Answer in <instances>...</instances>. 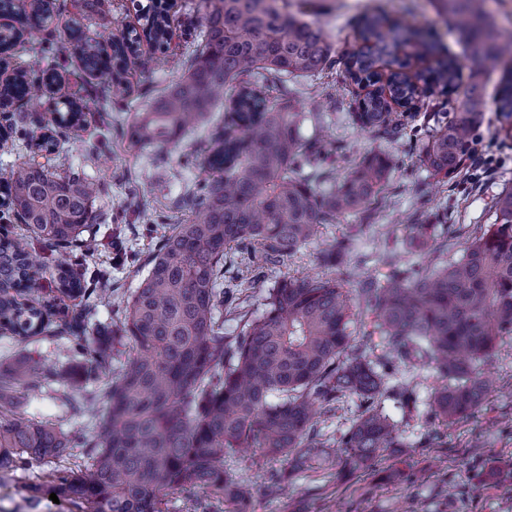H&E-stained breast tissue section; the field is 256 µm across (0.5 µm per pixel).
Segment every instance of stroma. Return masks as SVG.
<instances>
[{
    "label": "stroma",
    "instance_id": "obj_1",
    "mask_svg": "<svg viewBox=\"0 0 512 512\" xmlns=\"http://www.w3.org/2000/svg\"><path fill=\"white\" fill-rule=\"evenodd\" d=\"M171 39L164 52L170 59L168 68L145 71L129 66L124 78L133 94L127 110L115 113L89 112V127L102 121H130L142 109L136 92L147 89L161 93L182 73L180 61L186 46L198 35L204 22L201 10L192 8L191 0H172ZM309 20L321 25L335 50L356 39L358 20L365 9H381L388 14L419 26L435 29L443 47L462 59L465 69H472L452 23L436 0H296ZM85 37L109 46L126 31L140 27V15L134 0H114L112 15L107 19L85 18L81 21ZM500 71L490 72L485 95L478 107L475 130L484 138L487 151L498 157L499 166L488 177L471 169L449 181L432 176L419 161V148L405 141L386 140L361 131L352 125L346 104L362 97L359 85L346 79L343 67L331 73L296 78L290 85L289 103L307 113L302 132L305 137L327 138L342 144L343 159L337 160L331 178H342L350 167L372 153L385 151L395 160L376 202L374 225L364 228L357 238L358 253L379 252L386 231H393L394 252L402 262L420 270L431 269L439 260L458 259L468 236L494 221L493 201L503 189L512 186V135L500 128L495 112L494 94ZM333 86L341 107L323 114L316 111V92ZM212 125L199 126L192 137L151 149L142 155L127 152L120 140L109 137L94 154L71 149L54 157L58 171H75L98 181L101 192L95 201L97 210L109 215V222L93 224L99 267L109 269L112 285L119 291L137 288L145 270L142 263L131 262L123 253L135 249L146 254L154 235L166 226L178 224L188 213L186 197L191 184L201 175V161L192 151L203 148V139ZM423 209L434 223L453 225L455 233L444 252L411 251L403 230L394 229L396 217ZM349 218L319 227L317 237L285 267L267 271L255 282L247 306L262 309V297L269 280L288 271L314 274L319 270L320 252L334 245L348 230ZM74 338L55 341L37 339L20 346L0 338V364L6 365L25 357L38 367L76 370L71 358ZM495 380V388L473 417L448 424L434 421H411L402 425V412L393 401H385L384 410L400 421V437L411 443L410 455L395 459L391 450L380 452L375 466L368 470H341L338 459L321 468L291 476L278 494L267 490L268 470L272 464L262 449L248 448L233 454L227 461L232 477L251 487L250 512H512V336L504 338L496 354L483 366ZM15 476L0 475V512H67L66 506L43 499L31 506L19 488Z\"/></svg>",
    "mask_w": 512,
    "mask_h": 512
}]
</instances>
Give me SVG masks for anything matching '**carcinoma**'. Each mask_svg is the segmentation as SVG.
Segmentation results:
<instances>
[{
  "label": "carcinoma",
  "mask_w": 512,
  "mask_h": 512,
  "mask_svg": "<svg viewBox=\"0 0 512 512\" xmlns=\"http://www.w3.org/2000/svg\"><path fill=\"white\" fill-rule=\"evenodd\" d=\"M161 2L151 0L141 31L113 41L108 53L63 20L57 0H0V12L18 23L0 28V63L27 33L49 64L39 76L20 71L0 85V112L16 105L38 112L46 96L56 104L53 125L79 138L88 100L123 110L129 91L116 74L131 63L169 64L137 53L143 40L168 43ZM485 2L440 0L477 64L464 82L462 64L436 39L382 10L360 17L362 46L339 59L323 28L289 11L288 0H203L201 39L183 58V76L150 99L120 137L139 153L180 140L220 102L224 116L205 144L208 175L188 190L191 217L157 238L129 295L85 286L84 263L97 243L83 233L96 220L97 184L36 161L13 170L0 187V221L13 211L49 247L78 248L80 255L59 263L58 292L95 294L112 306L114 320L112 335L101 336L92 309L81 310L82 338L72 348L86 361L81 371L40 370L24 358L0 366V473L40 464L42 474L22 485L28 499L39 502L47 488L69 512H170L174 494L191 512H248L249 488L224 467L241 448L286 461L268 473V488L277 492L293 473L337 452L368 466L386 448L408 447L381 408L384 397L447 423L477 410L491 391L481 364L512 335V187L495 201V222L471 238L460 259L422 273L394 258L386 243L377 256L381 274L363 277L369 256L357 253L356 233L372 225V203L393 159L374 153L340 182L317 188L315 171L342 148L303 136L306 115L288 106V81L344 65L351 81L373 87L348 116L378 137L407 133L429 87L461 90V112L435 120L421 154L428 172L453 178L473 132L469 106L482 100L490 69L502 70L495 111L512 124V66L504 65ZM68 44L101 79L83 95L51 67ZM349 215L360 223L321 253L322 272L284 274L265 291L260 313L245 309L264 270L311 243L319 225ZM422 218L419 210L401 223L411 244L426 250L438 225ZM40 271L28 237L0 235L1 336L25 343L70 329L68 308L37 295ZM419 365L435 378L422 401L398 378L400 369ZM101 370L112 378L88 390ZM54 385L85 419L80 429L67 433L20 410L23 397ZM350 397L360 400L358 415L339 438L325 437L319 419ZM73 448L82 456L73 457Z\"/></svg>",
  "instance_id": "carcinoma-1"
}]
</instances>
